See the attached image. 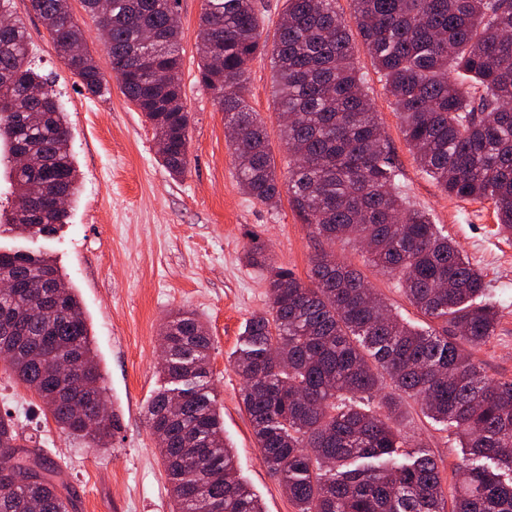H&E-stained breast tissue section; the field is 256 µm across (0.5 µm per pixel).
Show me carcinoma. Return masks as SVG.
<instances>
[{
  "label": "carcinoma",
  "instance_id": "1",
  "mask_svg": "<svg viewBox=\"0 0 512 512\" xmlns=\"http://www.w3.org/2000/svg\"><path fill=\"white\" fill-rule=\"evenodd\" d=\"M66 67L91 96L108 88L68 0H29ZM285 0L272 46L254 0H203L198 81L224 112L240 189L256 203L288 202L319 249L307 280L249 249L268 271V308L247 320L232 367L264 463L297 512H512V379L490 380L472 350L494 336L497 308L484 276L423 211L406 206L397 170L353 63L354 22L383 75L405 140L445 193L489 201L512 236V0ZM178 0H112L105 46L123 95L153 126L170 174L188 167L191 115L181 85ZM0 142L13 201L3 231L37 234L64 223L56 206L77 192L70 132L47 79L31 66L24 24L0 0ZM271 54L281 139L280 182L265 125L246 102L249 63ZM338 241L369 245L367 261L398 276L425 319L393 312ZM17 339L0 344L14 377L56 424L93 445L120 428L109 407L84 311L54 261H0V314ZM162 370L173 388L145 415L164 434L159 455L172 512H263L237 475L215 396L204 386L212 347L198 316L167 324ZM94 379L83 380L84 366ZM388 381L391 391H382ZM415 401L450 430L463 458L451 491L436 460L407 449L401 408ZM63 472L47 467L10 418L0 417V512H73Z\"/></svg>",
  "mask_w": 512,
  "mask_h": 512
}]
</instances>
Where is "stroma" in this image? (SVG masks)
<instances>
[{"label":"stroma","mask_w":512,"mask_h":512,"mask_svg":"<svg viewBox=\"0 0 512 512\" xmlns=\"http://www.w3.org/2000/svg\"><path fill=\"white\" fill-rule=\"evenodd\" d=\"M69 4L88 51L101 63L110 92L92 97L81 90L79 78L66 68L30 11L29 0H12L14 17L26 27L31 64L48 77L66 113L79 192L68 208L66 224L54 235L1 233L0 250L48 253L71 282L88 318L121 427L102 448L69 436L3 361L0 416L11 415L19 434L42 448L48 464L63 469L74 512H172L145 408L166 384L159 369L161 328L175 312L188 310L212 338L206 382L224 418V438L237 457L241 476L265 512H296L263 463L231 359L246 320L268 306L267 272L249 265L246 251L261 247L276 265L303 279L317 242L288 201L267 208L238 187L224 114L198 82L202 0L178 4L182 87L191 114L189 164L178 178L163 167L152 125L125 100L106 64L96 19L80 0ZM350 35L354 65L378 114L407 204L429 213L456 242L482 271L497 302V330L486 345L474 350L473 360L488 378L512 379V238L499 232L490 203L448 197L422 171L383 77L358 30ZM247 77V103L267 128L278 174H285L289 152L279 138L270 55L256 57ZM336 253L362 270L403 319L421 324L395 277L365 266L360 249L350 242L337 243ZM400 429L413 448L437 459L445 480H452L462 453L447 430L432 423L412 401L402 408Z\"/></svg>","instance_id":"obj_1"}]
</instances>
